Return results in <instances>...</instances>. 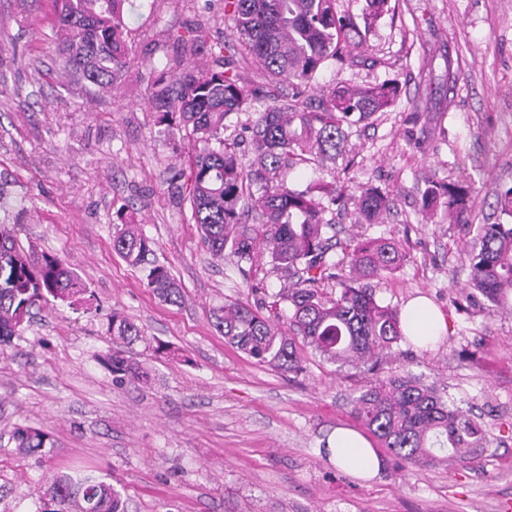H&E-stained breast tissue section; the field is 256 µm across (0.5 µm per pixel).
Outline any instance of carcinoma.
Returning <instances> with one entry per match:
<instances>
[{"mask_svg":"<svg viewBox=\"0 0 512 512\" xmlns=\"http://www.w3.org/2000/svg\"><path fill=\"white\" fill-rule=\"evenodd\" d=\"M128 0H51L58 50L64 68L99 90H110L131 66L124 23ZM339 0H224L233 24L232 38L210 47L213 64L160 72L148 99L158 123L175 126L194 144L182 169L192 219L209 253L228 252L237 262L265 255L291 279L271 306L288 307V331L238 300L214 311L213 326L224 340L257 363L279 371L299 369L296 341L324 360L376 370L378 356L405 338L402 312L380 304L365 280L397 269L403 254L394 241L374 239L342 248L336 258V225L326 218L341 197L336 185L311 183L288 187L281 172L297 164L319 166L342 153L349 129L389 111L398 85L392 82L352 86L339 83L312 100L319 72L355 63L351 33L355 17L338 10ZM365 19L378 21L393 10L390 0H365ZM192 45L204 42L203 29L173 32ZM251 58L259 79L242 80L235 57ZM288 83V93L271 94L273 83ZM246 124L253 158L246 162L228 134ZM499 215L507 222L479 224L466 251L471 287L492 302L512 295V186L495 190ZM387 195L369 189L357 198L358 218L378 224L389 210ZM471 199L458 183L432 182L422 193L424 224L444 209L448 222L470 212ZM113 250L145 272L146 287L170 303L181 288L169 268L155 258L156 244L134 224H118ZM338 282L333 295L325 285ZM88 288L54 254L25 249L11 230L0 228V347L23 329L31 309L41 302L70 306L87 302ZM112 350L102 359L115 381L146 379L148 373L118 347L141 336L120 312L108 318ZM351 415L381 447L404 465L436 464L448 453L465 458L485 447L486 432L453 408L430 386L401 375L375 376L351 401ZM12 437L24 454L54 447L49 433L17 426ZM53 509L44 512H125L121 492L91 473L55 475Z\"/></svg>","mask_w":512,"mask_h":512,"instance_id":"carcinoma-1","label":"carcinoma"}]
</instances>
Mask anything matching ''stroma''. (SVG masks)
Listing matches in <instances>:
<instances>
[{"instance_id":"35a3bbf8","label":"stroma","mask_w":512,"mask_h":512,"mask_svg":"<svg viewBox=\"0 0 512 512\" xmlns=\"http://www.w3.org/2000/svg\"><path fill=\"white\" fill-rule=\"evenodd\" d=\"M392 3L355 65L325 67L317 86L394 82L396 105L353 127L348 158L295 166L284 180L299 190L313 180L342 186L338 242L401 245L405 260L374 281L376 299L402 309L426 297L446 331L426 349L400 341L381 367L477 416L487 447L409 468L382 448L379 474L357 479L329 461L324 443L355 428L350 401L363 370L305 349L300 371L280 372L213 327L224 302L270 304L282 277L263 258L244 276L233 257L209 254L171 167L192 145L177 128L161 131L144 102L166 63H210L207 48L168 31L200 23L210 42L224 41L222 0H128L134 62L98 98L62 67L50 0H0V226L57 255L95 296L88 311L48 302L0 353V512H42L57 472L89 468L121 491L127 512H501L512 501V305L470 295L465 227L418 214L427 182L450 181L469 189L470 223L499 220L493 189L512 184V0ZM370 188L387 193L391 209L381 223H356L355 199ZM121 222L156 241L180 303L159 299L113 252ZM114 311L141 330L125 354L148 380L113 381L100 362ZM160 340L189 363L157 358ZM18 425L50 433L54 448L20 454Z\"/></svg>"}]
</instances>
